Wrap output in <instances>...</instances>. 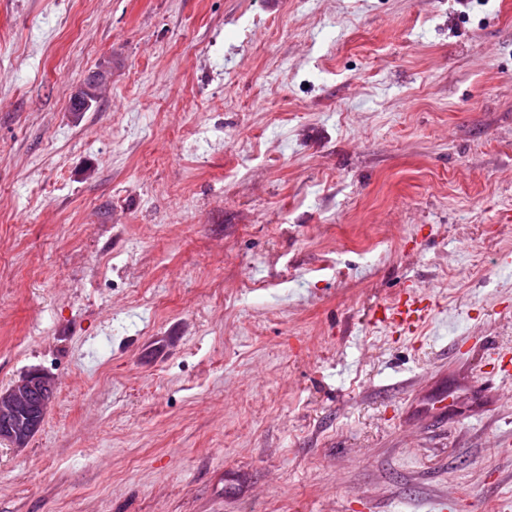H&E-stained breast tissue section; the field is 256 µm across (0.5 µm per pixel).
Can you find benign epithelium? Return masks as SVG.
<instances>
[{
    "label": "benign epithelium",
    "mask_w": 512,
    "mask_h": 512,
    "mask_svg": "<svg viewBox=\"0 0 512 512\" xmlns=\"http://www.w3.org/2000/svg\"><path fill=\"white\" fill-rule=\"evenodd\" d=\"M54 391L53 379L33 370L23 375L8 389L0 392V442L15 447L26 444L40 429L48 400H37L45 392Z\"/></svg>",
    "instance_id": "7a95c632"
}]
</instances>
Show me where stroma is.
<instances>
[{"mask_svg": "<svg viewBox=\"0 0 512 512\" xmlns=\"http://www.w3.org/2000/svg\"><path fill=\"white\" fill-rule=\"evenodd\" d=\"M502 350L512 0H0V512H512ZM395 306L382 307L375 311L377 321L388 323L397 331L410 333L417 329L427 317L430 304L427 297L416 292H405ZM46 389L54 392L53 379L33 370L0 392L1 443L19 447L33 438L43 423L48 406L46 398L40 404L36 398Z\"/></svg>", "mask_w": 512, "mask_h": 512, "instance_id": "1", "label": "stroma"}]
</instances>
